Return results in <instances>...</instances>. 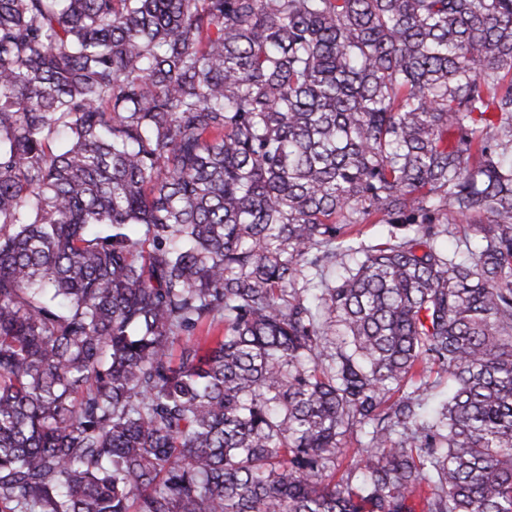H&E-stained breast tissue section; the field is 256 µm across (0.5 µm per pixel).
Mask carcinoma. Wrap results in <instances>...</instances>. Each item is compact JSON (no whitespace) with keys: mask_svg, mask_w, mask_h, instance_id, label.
<instances>
[{"mask_svg":"<svg viewBox=\"0 0 512 512\" xmlns=\"http://www.w3.org/2000/svg\"><path fill=\"white\" fill-rule=\"evenodd\" d=\"M419 504L512 512V0H0V512ZM356 230H360L359 235L355 234ZM392 228L387 224H360L354 228V232L350 236L357 242H363L367 245L386 242L390 237Z\"/></svg>","mask_w":512,"mask_h":512,"instance_id":"1","label":"carcinoma"}]
</instances>
